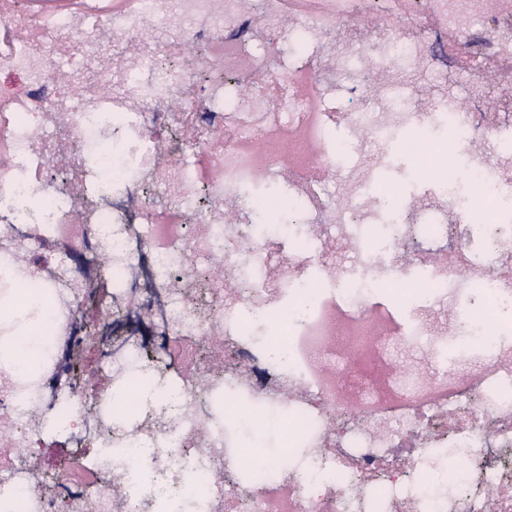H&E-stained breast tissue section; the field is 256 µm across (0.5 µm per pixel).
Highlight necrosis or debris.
<instances>
[{
	"mask_svg": "<svg viewBox=\"0 0 512 512\" xmlns=\"http://www.w3.org/2000/svg\"><path fill=\"white\" fill-rule=\"evenodd\" d=\"M130 3L0 0V288H39L53 350L0 363V490L24 512H512V117L447 84L512 60V0ZM425 127L470 146L466 184ZM393 156L415 191L378 181ZM255 186L296 215L254 223ZM184 355L171 384L155 362ZM147 371L173 402L141 398ZM63 402L97 478L61 467L45 495L16 460ZM285 421L287 463L246 457Z\"/></svg>",
	"mask_w": 512,
	"mask_h": 512,
	"instance_id": "1",
	"label": "necrosis or debris"
}]
</instances>
